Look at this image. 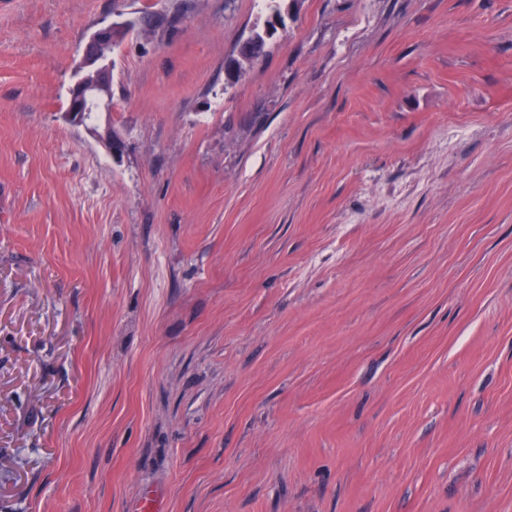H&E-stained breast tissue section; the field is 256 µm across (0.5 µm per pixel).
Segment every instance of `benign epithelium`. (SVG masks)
I'll return each instance as SVG.
<instances>
[{
  "label": "benign epithelium",
  "instance_id": "obj_1",
  "mask_svg": "<svg viewBox=\"0 0 512 512\" xmlns=\"http://www.w3.org/2000/svg\"><path fill=\"white\" fill-rule=\"evenodd\" d=\"M130 27L127 21L111 22L89 38L75 71V80L69 90V105L63 118L66 122L83 126L99 135L112 156L120 153V144L112 139V131L98 134L96 128L87 123V112L97 109L109 112L112 107L111 57L119 45L122 34Z\"/></svg>",
  "mask_w": 512,
  "mask_h": 512
}]
</instances>
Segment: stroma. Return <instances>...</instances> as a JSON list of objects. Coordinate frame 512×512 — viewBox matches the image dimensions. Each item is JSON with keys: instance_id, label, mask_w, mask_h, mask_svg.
Instances as JSON below:
<instances>
[{"instance_id": "1", "label": "stroma", "mask_w": 512, "mask_h": 512, "mask_svg": "<svg viewBox=\"0 0 512 512\" xmlns=\"http://www.w3.org/2000/svg\"><path fill=\"white\" fill-rule=\"evenodd\" d=\"M282 12L0 0V512H512V0ZM131 26L128 21L114 22L99 28L89 38L75 71V80L69 90L68 108L63 112L66 122L83 126L93 134L97 129L87 123V112L111 111L112 71L111 57L122 34Z\"/></svg>"}]
</instances>
